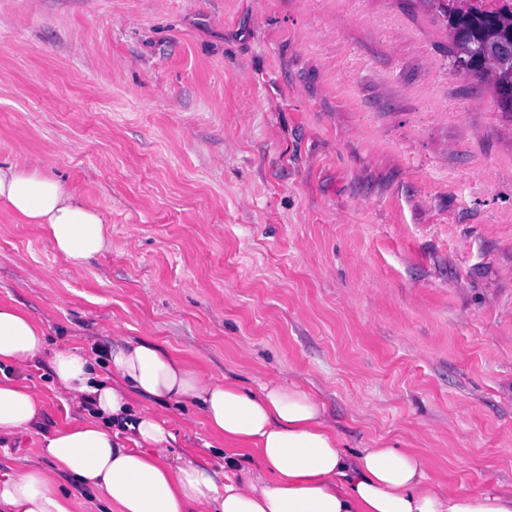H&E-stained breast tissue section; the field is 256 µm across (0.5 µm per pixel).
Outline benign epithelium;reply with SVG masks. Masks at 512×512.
I'll return each mask as SVG.
<instances>
[{"label":"benign epithelium","mask_w":512,"mask_h":512,"mask_svg":"<svg viewBox=\"0 0 512 512\" xmlns=\"http://www.w3.org/2000/svg\"><path fill=\"white\" fill-rule=\"evenodd\" d=\"M455 61L470 70L492 64L500 81L491 87L502 106L512 108V32L482 30L471 18L457 22L455 28Z\"/></svg>","instance_id":"obj_1"}]
</instances>
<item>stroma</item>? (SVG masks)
Returning <instances> with one entry per match:
<instances>
[{
	"instance_id": "stroma-1",
	"label": "stroma",
	"mask_w": 512,
	"mask_h": 512,
	"mask_svg": "<svg viewBox=\"0 0 512 512\" xmlns=\"http://www.w3.org/2000/svg\"><path fill=\"white\" fill-rule=\"evenodd\" d=\"M436 0H0V166L106 221L83 268L0 209V303L50 348L149 338L315 393L350 449L512 490V114ZM34 455L69 398L24 374ZM175 452L224 444L163 409Z\"/></svg>"
}]
</instances>
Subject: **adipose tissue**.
I'll return each instance as SVG.
<instances>
[{
  "label": "adipose tissue",
  "mask_w": 512,
  "mask_h": 512,
  "mask_svg": "<svg viewBox=\"0 0 512 512\" xmlns=\"http://www.w3.org/2000/svg\"><path fill=\"white\" fill-rule=\"evenodd\" d=\"M0 207L39 225L55 253L76 268L108 249L100 212L77 200L39 167H0ZM47 357L54 384L74 411L43 435L29 457L0 468V512H75L62 485L72 478L101 512H512L500 484L444 491L421 453L384 439L348 450L324 404L298 386L270 379L252 391L232 376L207 378L145 340L108 343L101 352L47 350L43 328L25 311L0 304V443L38 425L44 407L18 377ZM150 405L133 410V398ZM196 405L224 443V468L197 457L170 459L173 438L160 414ZM124 424L125 447L112 432Z\"/></svg>",
  "instance_id": "obj_1"
}]
</instances>
